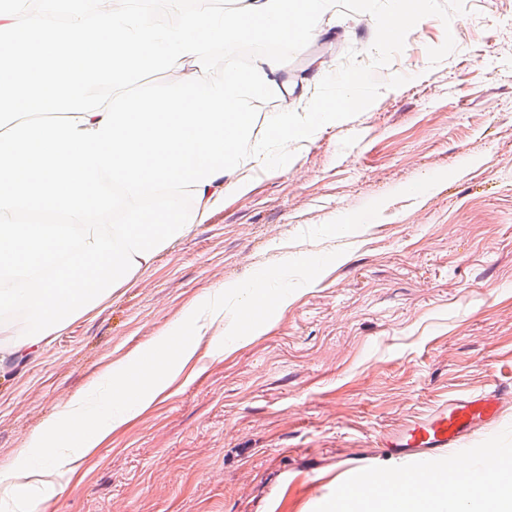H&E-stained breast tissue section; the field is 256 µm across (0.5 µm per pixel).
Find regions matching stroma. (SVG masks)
<instances>
[{"label":"stroma","instance_id":"obj_1","mask_svg":"<svg viewBox=\"0 0 512 512\" xmlns=\"http://www.w3.org/2000/svg\"><path fill=\"white\" fill-rule=\"evenodd\" d=\"M332 2L333 30L284 68L336 124L94 312L0 362L5 465L62 396L177 328L204 292L276 272L262 319L246 326L240 296L225 298L170 396L36 512H336L362 465L375 481L404 469L382 433L512 385V0H431L413 25L402 0Z\"/></svg>","mask_w":512,"mask_h":512}]
</instances>
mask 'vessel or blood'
Masks as SVG:
<instances>
[{
  "label": "vessel or blood",
  "mask_w": 512,
  "mask_h": 512,
  "mask_svg": "<svg viewBox=\"0 0 512 512\" xmlns=\"http://www.w3.org/2000/svg\"><path fill=\"white\" fill-rule=\"evenodd\" d=\"M506 399L500 391L453 399L384 434L381 445L389 456L415 466L408 481H385L386 493L401 500L430 489L433 478L446 467L477 486L511 477V473L498 466L496 457L474 459L461 449L462 443L474 433L499 421Z\"/></svg>",
  "instance_id": "b4317fda"
}]
</instances>
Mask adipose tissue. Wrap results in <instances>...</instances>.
<instances>
[{"label":"adipose tissue","instance_id":"1","mask_svg":"<svg viewBox=\"0 0 512 512\" xmlns=\"http://www.w3.org/2000/svg\"><path fill=\"white\" fill-rule=\"evenodd\" d=\"M331 0H237L234 10L180 9L161 26L144 8H112L108 0H14L0 13V46L44 29L48 15L66 13L71 60L54 64L36 119L0 134V354H23L74 319L109 300L156 257L248 190L272 148L310 138L311 115L288 97L282 60L291 42L317 33L312 22ZM285 30L249 79L213 80L203 68L210 49L253 22ZM197 64L155 97L100 100L101 88L130 83L135 72ZM285 106L274 126L256 127L248 108L257 95ZM60 113L57 121L40 120ZM250 145L241 153L242 145ZM132 221L115 224V212ZM224 318V290L205 292L179 327L181 345L133 352L126 367L140 382L128 388L110 372L107 388L71 394L15 462L0 466V497L26 504L34 489H55L112 431L134 419L165 391L194 351L190 339ZM405 512H512V479L475 487L458 476L434 482Z\"/></svg>","mask_w":512,"mask_h":512}]
</instances>
